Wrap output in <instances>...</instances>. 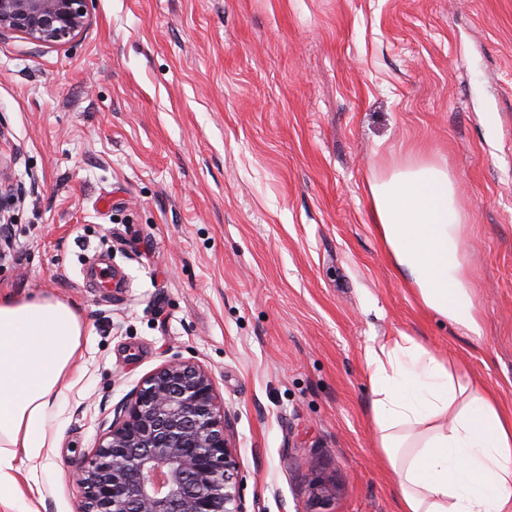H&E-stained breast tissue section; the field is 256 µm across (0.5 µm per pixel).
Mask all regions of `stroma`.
<instances>
[{
	"label": "stroma",
	"instance_id": "stroma-1",
	"mask_svg": "<svg viewBox=\"0 0 512 512\" xmlns=\"http://www.w3.org/2000/svg\"><path fill=\"white\" fill-rule=\"evenodd\" d=\"M69 44L0 40V166L22 195L0 291L88 322L85 364L18 474L78 512L73 466L172 360L211 371L247 512H398L362 353L406 334L512 412V0H87ZM444 165L481 335L424 308L368 185ZM115 264L120 288H92Z\"/></svg>",
	"mask_w": 512,
	"mask_h": 512
}]
</instances>
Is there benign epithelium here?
Wrapping results in <instances>:
<instances>
[{
    "instance_id": "obj_1",
    "label": "benign epithelium",
    "mask_w": 512,
    "mask_h": 512,
    "mask_svg": "<svg viewBox=\"0 0 512 512\" xmlns=\"http://www.w3.org/2000/svg\"><path fill=\"white\" fill-rule=\"evenodd\" d=\"M86 24V0H0V39L60 46ZM73 478L80 512H246L224 403L211 372L191 361L146 376Z\"/></svg>"
}]
</instances>
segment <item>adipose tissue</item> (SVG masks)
<instances>
[{
    "label": "adipose tissue",
    "instance_id": "ef3b65f1",
    "mask_svg": "<svg viewBox=\"0 0 512 512\" xmlns=\"http://www.w3.org/2000/svg\"><path fill=\"white\" fill-rule=\"evenodd\" d=\"M368 192L375 228L421 304L480 334L460 275L462 216L446 168L411 156ZM87 333L67 302L0 292V512H25L12 469L43 465ZM363 366L398 512H512V414L495 391L405 335L372 338Z\"/></svg>",
    "mask_w": 512,
    "mask_h": 512
}]
</instances>
